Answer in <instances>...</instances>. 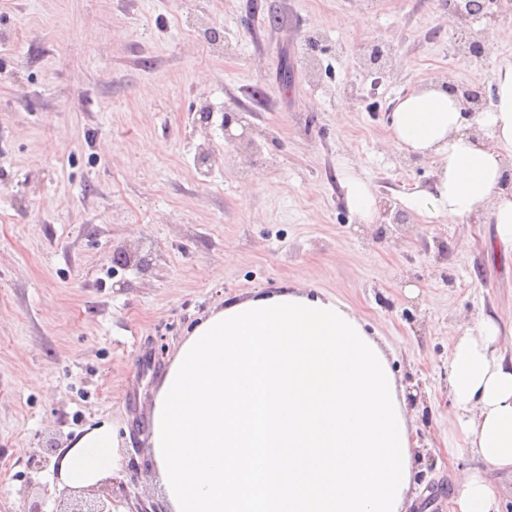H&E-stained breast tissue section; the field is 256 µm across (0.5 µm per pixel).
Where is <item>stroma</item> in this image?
Segmentation results:
<instances>
[{
    "mask_svg": "<svg viewBox=\"0 0 512 512\" xmlns=\"http://www.w3.org/2000/svg\"><path fill=\"white\" fill-rule=\"evenodd\" d=\"M257 1L0 0V512H59L34 457L105 423L118 470L80 497L167 512L148 415L175 350L225 299L305 280L400 352L425 450L408 512H448L474 467L446 430L448 345L481 307L512 313V266L487 253L484 222L394 223L435 162L388 133L428 81L493 103L512 0L466 21L448 0ZM478 30L488 54L462 56ZM377 42L393 55L378 76L361 64ZM228 110L247 147L225 141ZM346 166L373 188V223L345 204ZM123 249L146 267L117 264Z\"/></svg>",
    "mask_w": 512,
    "mask_h": 512,
    "instance_id": "1",
    "label": "stroma"
}]
</instances>
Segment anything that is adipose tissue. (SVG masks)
Returning a JSON list of instances; mask_svg holds the SVG:
<instances>
[{
  "label": "adipose tissue",
  "instance_id": "adipose-tissue-1",
  "mask_svg": "<svg viewBox=\"0 0 512 512\" xmlns=\"http://www.w3.org/2000/svg\"><path fill=\"white\" fill-rule=\"evenodd\" d=\"M427 83L391 114L398 149L436 159L432 185L405 205L448 224L483 218L490 249L512 258V63L495 72L488 111ZM348 209L372 222L376 197L339 173ZM397 352L361 317L308 288L225 300L178 346L149 416L169 512H405L416 466L413 417L392 368ZM448 427L476 460L458 472L450 512H500L485 473L512 469V319L481 308L448 346ZM112 426L86 428L54 459L59 488L112 474Z\"/></svg>",
  "mask_w": 512,
  "mask_h": 512
}]
</instances>
